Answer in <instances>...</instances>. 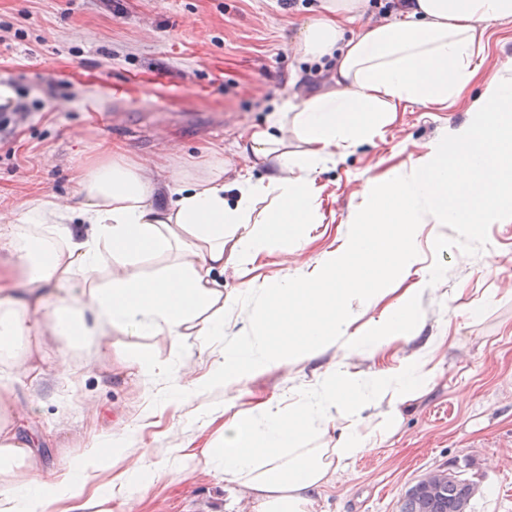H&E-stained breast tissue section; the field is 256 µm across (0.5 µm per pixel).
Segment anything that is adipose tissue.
Instances as JSON below:
<instances>
[{
    "instance_id": "adipose-tissue-1",
    "label": "adipose tissue",
    "mask_w": 512,
    "mask_h": 512,
    "mask_svg": "<svg viewBox=\"0 0 512 512\" xmlns=\"http://www.w3.org/2000/svg\"><path fill=\"white\" fill-rule=\"evenodd\" d=\"M365 0H322L298 40L301 56L336 61L332 89L275 106L247 142L258 158H273L276 174L253 180L238 174L234 199L224 196V152L210 150L202 169L173 173L158 183L121 146L85 165L78 176L79 207L69 213L48 195L0 218V367L38 345L51 329L67 346L94 336H164L181 347L188 336L224 340V314L249 306L251 289L225 294L226 262L240 273L261 254L298 245L296 226L323 215L314 174L328 161L379 136L409 105L450 107L474 79L482 91L470 109L477 122L459 128L449 147L423 155L369 183L362 213L369 232L349 237L318 270L280 279L265 304L294 334L288 347L256 329L249 353L230 348L195 388L228 383L275 366L296 365L332 348L346 358L322 374L320 392L300 394L289 408L264 403L224 424L216 463L247 498L251 512H317L321 492L375 438L360 432L365 412L393 431L403 406L430 380L446 339L429 337L397 367L369 375L351 372L348 355H376L408 338L418 304L435 274L416 269L411 248L418 224H456L476 233L488 221L512 222V66L482 73L484 34L512 20V0H414L385 24H367ZM358 25L344 38L343 23ZM271 206L256 215L255 205ZM160 261L153 275L143 266ZM372 266L391 279H418L378 321L362 322L348 282ZM41 287L66 289L55 300L15 298V274ZM339 426L335 445L319 442ZM82 486H43L31 448L20 443L8 413L0 412V512H111L105 499L83 497Z\"/></svg>"
}]
</instances>
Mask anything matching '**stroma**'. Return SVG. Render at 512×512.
I'll return each instance as SVG.
<instances>
[{
  "label": "stroma",
  "instance_id": "obj_1",
  "mask_svg": "<svg viewBox=\"0 0 512 512\" xmlns=\"http://www.w3.org/2000/svg\"><path fill=\"white\" fill-rule=\"evenodd\" d=\"M321 0L288 8L281 0H0V86L8 105L29 106L15 133L0 134V213L53 195L75 203L76 176L112 144L146 166L195 170L209 148L224 150V168L251 166L254 179L271 163L246 157L242 145L266 126L275 104L330 88L334 62L297 52L303 25ZM471 85L456 105H419L397 113L383 137L326 164L316 175L325 220L299 231L301 249H275L247 276L224 271V291L260 290L311 269L357 234L368 181L449 145L473 121ZM414 249L435 269L436 290L421 302L408 356L431 336H447L441 364L427 387L402 409L393 433L337 471L318 512H399L405 492L425 474L453 469L476 487L472 512H512V222H491L466 237L452 225L419 224ZM115 339L103 336L67 348L51 331L40 351L12 372L7 400L19 438L32 449L42 481L69 477L68 465L94 442L103 456L85 494L108 498L112 512H250L234 484L198 461L169 458L168 449L218 442L220 422L199 411L245 413L262 402L287 405L317 384L333 352L281 365L232 388L212 386L187 401H166L158 381L155 414L140 422L144 384L120 362ZM221 347L189 336L172 349L163 336L128 342L129 355L148 352L176 364L184 380L204 373ZM125 440L149 453L112 466ZM163 477H156L157 468ZM125 472L124 493L112 491Z\"/></svg>",
  "mask_w": 512,
  "mask_h": 512
}]
</instances>
